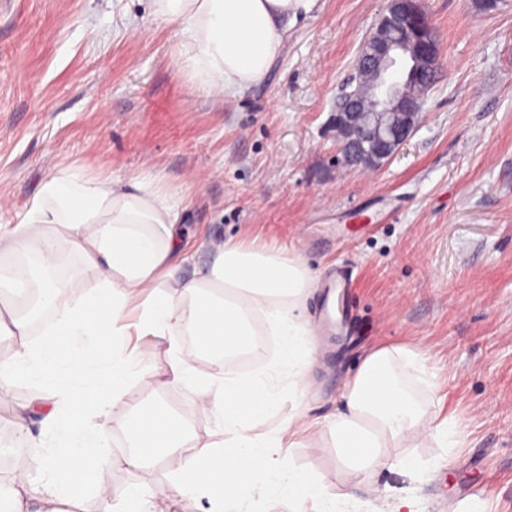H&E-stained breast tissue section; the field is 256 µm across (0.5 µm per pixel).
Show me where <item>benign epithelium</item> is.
<instances>
[{
    "instance_id": "7a95c632",
    "label": "benign epithelium",
    "mask_w": 512,
    "mask_h": 512,
    "mask_svg": "<svg viewBox=\"0 0 512 512\" xmlns=\"http://www.w3.org/2000/svg\"><path fill=\"white\" fill-rule=\"evenodd\" d=\"M440 48L422 0H388L375 31L362 43L357 65L375 73L373 112L355 104L356 92L336 101L331 125L341 143L338 162L377 169L388 162L417 128L423 97L406 88L438 69Z\"/></svg>"
}]
</instances>
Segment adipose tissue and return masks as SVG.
Segmentation results:
<instances>
[{
    "label": "adipose tissue",
    "instance_id": "adipose-tissue-1",
    "mask_svg": "<svg viewBox=\"0 0 512 512\" xmlns=\"http://www.w3.org/2000/svg\"><path fill=\"white\" fill-rule=\"evenodd\" d=\"M314 0H155V15L177 23L179 61L205 96L218 100L242 94L262 81L288 37V23L308 13ZM183 199L156 171L146 168L126 180L56 168L41 183L15 224L0 225V273L35 288L52 324L30 342L33 316L22 308L0 309V335L18 343L8 372L47 389L46 402L13 403L0 384V410L24 437L40 430L57 449L46 452L37 476L10 472L9 512H169L165 485L131 481L115 489L98 483L100 461L109 448L104 432L112 408L131 383L148 378L138 349L165 339L170 357L165 374L193 387L203 409L221 418V439L196 441L160 403L135 404L120 419L129 444L120 463L137 473L161 458L175 461L173 480L200 512H244L255 497L278 490L289 512L313 502L316 512H416L407 497L374 484L377 469L396 465L415 473L410 457L389 461L384 451L406 434L448 445L452 430L404 389L392 361L418 366L413 347L382 348L369 354L346 384L347 410L331 423L347 467L344 483L312 477L291 465L285 450L316 431L303 413L291 415L279 433L259 437L250 422L274 407L283 389L306 384L312 330L301 311L314 276L298 255L246 240L211 245L213 261L194 277L177 268L187 250L176 226ZM80 257L96 286L80 303L60 305L46 273L60 264L59 244ZM264 319L279 338L274 365L255 375L227 367L228 357L262 348L252 320ZM196 339L195 351L180 354L182 333ZM208 358L212 372L199 377L195 365ZM371 481V499L359 507L351 489Z\"/></svg>",
    "mask_w": 512,
    "mask_h": 512
}]
</instances>
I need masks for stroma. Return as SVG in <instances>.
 Returning <instances> with one entry per match:
<instances>
[{
	"label": "stroma",
	"instance_id": "obj_1",
	"mask_svg": "<svg viewBox=\"0 0 512 512\" xmlns=\"http://www.w3.org/2000/svg\"><path fill=\"white\" fill-rule=\"evenodd\" d=\"M386 5L315 0L266 78L219 103L193 91L154 0H0V224L18 222L56 167L115 178L152 167L183 196L194 258L180 277L231 238L300 254L320 279L344 268L348 334H315L304 391L253 419V433L303 411L320 426L290 461L341 482L329 423L346 381L372 351L413 346L425 372L400 360L395 371L453 420L458 445L406 439L387 454L415 457L418 475L384 468L377 480L421 512H456L474 485L485 512H512V0L491 13L423 0L440 41L424 117L389 163L363 172L337 163L327 124ZM168 349L144 348L150 377L127 403L162 402L189 435L218 438L220 419L167 383Z\"/></svg>",
	"mask_w": 512,
	"mask_h": 512
}]
</instances>
